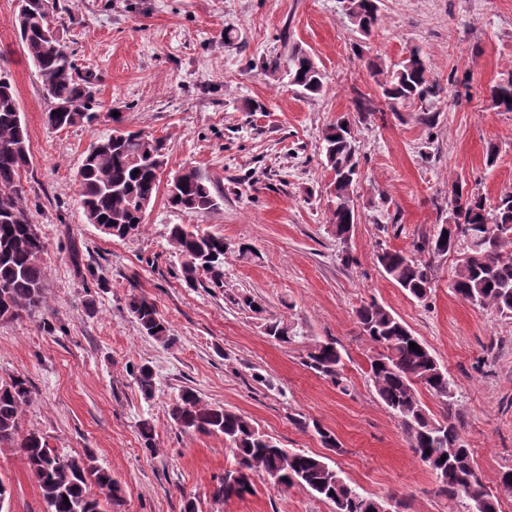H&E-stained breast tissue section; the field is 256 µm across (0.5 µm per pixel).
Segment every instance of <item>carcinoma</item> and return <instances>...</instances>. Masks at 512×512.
<instances>
[{"instance_id":"1","label":"carcinoma","mask_w":512,"mask_h":512,"mask_svg":"<svg viewBox=\"0 0 512 512\" xmlns=\"http://www.w3.org/2000/svg\"><path fill=\"white\" fill-rule=\"evenodd\" d=\"M352 24L368 34L380 21V0H343ZM62 17L56 0H32L29 12L16 19L18 38L37 69L50 108L47 122L55 129L77 124L93 125L98 119L90 80L79 75L68 46L60 35ZM291 85L317 94L327 83L326 74L305 51L294 49L286 59ZM370 67L382 76L378 85L391 105L424 102L442 87L431 80L419 52L412 50L398 66L385 71L375 62ZM511 101H506V98ZM492 105L512 112V74L491 89ZM324 166L332 174L329 223L336 238L355 224L354 196L358 179L359 145L348 118L329 126L324 134ZM166 140L137 131L114 129L97 137L84 152L77 170L79 203L90 224L124 240L129 226L139 227L158 193L166 165ZM31 164L29 138L11 82L0 81V320L30 315L43 303L46 243L33 232L23 203L22 174ZM166 201L177 211L207 213L218 206L210 178L195 168L183 169L167 183ZM451 206L455 229L448 236L421 240L414 251L384 250L377 255L385 275L413 298L424 301L433 288L432 260L457 254L451 281L463 301L501 316L512 317V192L487 208L482 195L454 193ZM175 253L183 258L185 283L196 287L205 277L212 288L223 287L224 260L230 247L221 235L190 231L181 224L169 230ZM127 306L142 332L168 346L173 343L168 322L156 305L131 295ZM361 335L373 345L369 378L378 398L399 419L409 447L436 476L439 491L462 504L466 512H500L497 496L490 493L474 466L471 449L448 415L439 421L420 400L424 389L446 410L454 405V384L436 361L428 345L384 306L372 302L356 311ZM265 334L283 342L292 330L275 320L266 323ZM417 344L419 351L410 349ZM306 365L339 384L341 353L332 339L316 344ZM131 376L146 399L154 396L156 376L139 365ZM32 400V386L24 376L0 384V447L15 448L37 482L47 512H106L105 506L122 502L121 488L109 471L93 464L91 457L66 456L52 449L39 431L22 428V417ZM171 420L186 432L221 434L237 459L234 472L262 475L274 484L306 487L313 495L331 502L334 512H387L384 502L367 497L352 487L319 456L292 452L259 432L251 420L221 406L202 402L191 389L183 390L169 404ZM312 429L326 448H336V437L317 423L298 421ZM456 439L459 446L448 447ZM254 482L235 485L220 478L214 495L241 498L253 492Z\"/></svg>"}]
</instances>
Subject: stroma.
I'll list each match as a JSON object with an SVG mask.
<instances>
[{"label":"stroma","instance_id":"stroma-1","mask_svg":"<svg viewBox=\"0 0 512 512\" xmlns=\"http://www.w3.org/2000/svg\"><path fill=\"white\" fill-rule=\"evenodd\" d=\"M61 35L80 73H92L100 118L48 126L46 98L15 29L17 0H0V72L8 74L29 136L22 176L30 217L47 243L45 303L35 315L0 321V382L32 384L22 424L59 453L89 454L123 491L118 512H333L306 488L255 479L253 494L215 499L235 457L219 434L182 431L168 407L183 389L248 417L281 447L317 455L390 512H465L439 491L398 419L368 377L369 344L355 311L371 301L402 319L454 380L453 419L487 482L512 469V318L458 299L455 259L434 260V288L418 301L389 280L376 256L412 250L451 216L450 192L479 191L488 204L512 192V112L490 89L512 72V0H381L370 35L339 0H59ZM305 50L328 76L322 93L289 87L270 61ZM419 49L444 88L431 109L392 110L367 66L389 69ZM377 107L358 122L361 179L349 240L329 224L332 174L322 134L354 114L357 97ZM115 127L165 138L166 175L195 168L223 199L208 213L170 209L158 193L138 234L124 240L87 223L76 173L89 144ZM497 161L486 167L488 147ZM222 235L247 256L229 255L224 285L187 287L168 227ZM154 302L174 338L142 334L129 294ZM252 297L264 311L243 303ZM281 320L283 343L264 333ZM332 339L343 386L308 368L306 356ZM156 374L144 398L129 374ZM316 421L339 446L324 447L298 422ZM154 428L155 448L139 435ZM5 512H47L24 457L0 447Z\"/></svg>","mask_w":512,"mask_h":512}]
</instances>
